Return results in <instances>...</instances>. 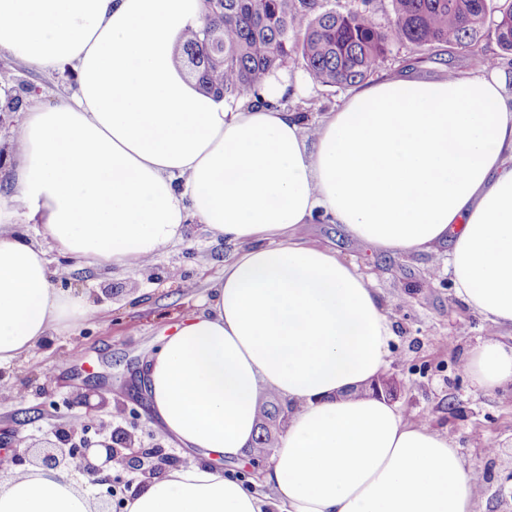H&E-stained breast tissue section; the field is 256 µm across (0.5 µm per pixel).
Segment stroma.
<instances>
[{
    "mask_svg": "<svg viewBox=\"0 0 512 512\" xmlns=\"http://www.w3.org/2000/svg\"><path fill=\"white\" fill-rule=\"evenodd\" d=\"M477 57L464 50L418 55L400 46L376 75L439 79L451 69L487 74ZM285 72L291 82L289 111L316 119L350 95L346 89L311 83L301 61H290ZM0 82L11 85L20 99L49 105L73 94L78 76L63 69L39 72L1 53ZM305 236L310 244L356 264L379 288L394 330L386 372L390 402L407 419H424L448 432L464 461L482 469L477 512H512V386L484 393L465 369L474 346L493 334L512 339V326L487 320L456 297L447 273V245L432 254H391L320 219L306 225ZM231 254V247L213 240L195 221L188 223L181 242L163 248L137 271L86 268L77 259L53 254L54 265L71 270L60 288L89 295L95 312L74 326L51 331L31 355L0 368V381L21 395L18 401L0 402V436L53 438L76 415V394L94 385L110 403L131 409V416L116 419V426L136 428L145 443H160L169 456H182L176 442L157 432L135 375L160 347L163 334L187 314L206 309L207 280L223 274ZM191 279L196 282L192 288L187 285Z\"/></svg>",
    "mask_w": 512,
    "mask_h": 512,
    "instance_id": "1",
    "label": "stroma"
}]
</instances>
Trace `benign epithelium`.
<instances>
[{
    "mask_svg": "<svg viewBox=\"0 0 512 512\" xmlns=\"http://www.w3.org/2000/svg\"><path fill=\"white\" fill-rule=\"evenodd\" d=\"M112 423L103 419L89 426L74 424L62 429L56 440L47 442L45 449L33 454L34 444L15 436L13 447L18 449L16 464L34 457L32 464L47 470L65 469L75 461L79 471L94 478L98 484L112 482L111 471L122 470L138 478L151 479L164 474L177 460L167 456L161 445H145L134 431L111 430ZM95 431L96 437L89 436Z\"/></svg>",
    "mask_w": 512,
    "mask_h": 512,
    "instance_id": "1",
    "label": "benign epithelium"
}]
</instances>
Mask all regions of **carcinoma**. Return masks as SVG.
<instances>
[{
  "label": "carcinoma",
  "mask_w": 512,
  "mask_h": 512,
  "mask_svg": "<svg viewBox=\"0 0 512 512\" xmlns=\"http://www.w3.org/2000/svg\"><path fill=\"white\" fill-rule=\"evenodd\" d=\"M392 19L376 22V0L345 13L322 9L320 0H223L216 10L204 0L202 24L188 29L182 53L200 88L226 101L235 100L299 57L311 80L342 89L361 85L384 62L391 48L465 49L478 53L487 24L483 0H388ZM494 17L500 49L512 52V0ZM224 45L221 61L209 59L207 31ZM261 418L277 426L285 408L262 406ZM275 436L267 430L257 439L253 459L271 453Z\"/></svg>",
  "instance_id": "cac0c4a2"
}]
</instances>
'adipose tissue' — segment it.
<instances>
[{
    "label": "adipose tissue",
    "instance_id": "adipose-tissue-1",
    "mask_svg": "<svg viewBox=\"0 0 512 512\" xmlns=\"http://www.w3.org/2000/svg\"><path fill=\"white\" fill-rule=\"evenodd\" d=\"M202 18L203 0H0V52L79 78L48 107L0 86V111L21 116L0 178V365L93 311L57 287L70 270L49 250L137 270L195 220L234 253L144 367L162 433L194 456L141 482L128 512H476L452 438L371 391L392 337L373 281L301 227L391 253L447 244L457 295L512 325V74L380 79L313 124L278 108L284 77L233 108L186 82L173 50ZM22 218L48 248L17 234ZM466 369L484 391L512 385V345L485 337ZM264 392L288 425L260 483L219 474L209 459L246 461ZM94 507L61 471L0 484V512Z\"/></svg>",
    "mask_w": 512,
    "mask_h": 512
}]
</instances>
